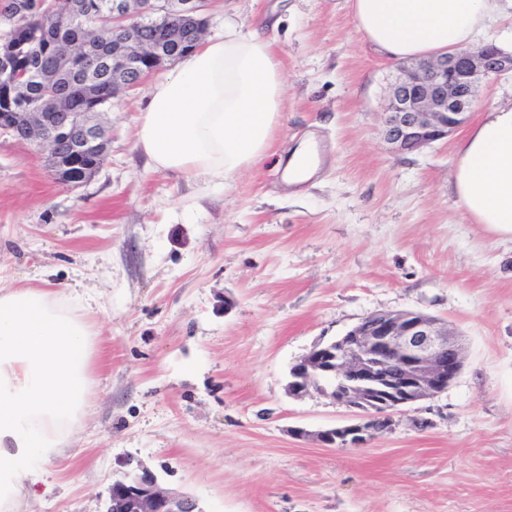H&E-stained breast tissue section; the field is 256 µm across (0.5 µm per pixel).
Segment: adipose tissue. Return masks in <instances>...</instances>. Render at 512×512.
I'll return each instance as SVG.
<instances>
[{"label": "adipose tissue", "mask_w": 512, "mask_h": 512, "mask_svg": "<svg viewBox=\"0 0 512 512\" xmlns=\"http://www.w3.org/2000/svg\"><path fill=\"white\" fill-rule=\"evenodd\" d=\"M358 31L396 61L455 51L512 0H348ZM283 62L264 30L226 29L149 88L136 148L157 171L224 182L262 163L284 112ZM455 191L471 223L512 240V105L459 142ZM87 314L46 286L0 287V512L42 480L84 414Z\"/></svg>", "instance_id": "adipose-tissue-1"}]
</instances>
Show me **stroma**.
Here are the masks:
<instances>
[{"label": "stroma", "mask_w": 512, "mask_h": 512, "mask_svg": "<svg viewBox=\"0 0 512 512\" xmlns=\"http://www.w3.org/2000/svg\"><path fill=\"white\" fill-rule=\"evenodd\" d=\"M203 16L210 38L280 21L273 155L226 185L147 165L146 80L99 114L108 150L80 186L0 131V283L91 308L86 416L18 512H106L141 466L201 512H512V242L454 192L464 129L415 152L385 142L397 63L348 0H208ZM306 139L320 170L286 184L275 157ZM409 310L461 337L459 375L366 444L321 447L314 432L357 413L290 396L291 365L370 313Z\"/></svg>", "instance_id": "stroma-1"}]
</instances>
